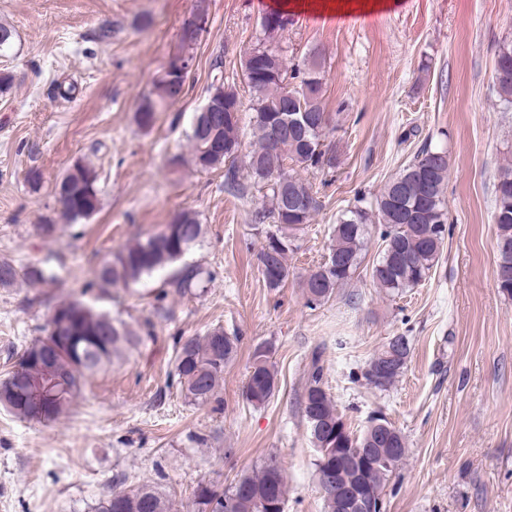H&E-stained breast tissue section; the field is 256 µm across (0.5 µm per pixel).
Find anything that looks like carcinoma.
Wrapping results in <instances>:
<instances>
[{
  "label": "carcinoma",
  "mask_w": 512,
  "mask_h": 512,
  "mask_svg": "<svg viewBox=\"0 0 512 512\" xmlns=\"http://www.w3.org/2000/svg\"><path fill=\"white\" fill-rule=\"evenodd\" d=\"M209 19V0H196L182 23L174 56L192 60L189 51L199 42ZM267 38L285 30L288 18L270 12L261 22ZM495 64L503 76L493 80L497 102L504 111L512 110V45L500 46ZM213 77L209 98L216 111L198 112L188 135L192 160L203 171L224 167V186L246 193L241 181L245 170L268 194L256 219L264 233L257 253L258 267L267 288L278 290L288 283L292 271L288 252L296 233L310 223L321 203L312 184L298 177L295 168L334 167L332 146L326 143L336 129L331 115L322 106L323 79L321 61L312 55L303 66L286 67L272 45L251 49L245 54L242 76L251 93L244 106L235 85L224 83L220 63ZM186 77L179 71L159 81L157 98H145L135 119L147 131L168 103L185 93ZM250 112L248 125L240 113ZM253 138V149L242 154L243 139ZM436 150L418 153L390 180L376 198L379 223L384 225L381 258L372 266L376 287L397 294L426 279L436 265L443 248L444 219L447 208L444 187L448 180V160L436 164ZM97 172L91 165L75 162L56 186L60 205L58 218L74 224L92 216L99 206ZM372 210L355 206L342 213L333 229L329 251L339 257V268L322 265L309 271L303 280L307 303L311 306L329 301L336 289L347 284L359 269L367 240ZM494 220L497 224L498 259L496 285L512 296V164L498 174ZM203 225L190 212L177 215L160 230L125 245L103 260L93 285L106 291L118 284L129 286L143 277L161 271L178 261L202 237ZM57 274L46 262L17 265L0 260V288L17 282L32 287L52 283ZM210 274L200 267H184L164 282L174 295L184 296L196 288H206ZM75 301L56 304L44 328L33 339L7 372L0 384V406L20 419L38 424L57 421L67 412L86 383L115 360L142 342V337L108 313L86 306L74 313ZM398 350L387 359L382 349L367 363L366 383L379 390L392 387L402 375L409 355L406 337L397 336ZM239 337L224 333V327L209 329L202 336L175 339L174 377L181 395L195 404L217 399L224 381V368L233 359ZM270 349L261 343L254 349L252 364L244 386L246 400L254 407L264 405L273 396L276 374L269 361ZM386 371L379 373V365ZM28 387L56 397L58 405L49 414H30L7 398V384ZM303 413L310 436L317 448V475L337 473L334 483L323 488L326 512H347L341 507L345 488L362 485L372 492L384 490L391 476L408 456L402 432L383 417H372L355 435L324 388L321 355L312 356L311 370L303 394ZM373 449L368 460L359 457L354 447L362 441ZM287 476L277 459L271 457L260 467L237 478L227 489L212 483H200L194 491L195 512H285ZM92 512H173V502L156 487L143 484L133 491H113L112 502L101 499Z\"/></svg>",
  "instance_id": "obj_1"
}]
</instances>
